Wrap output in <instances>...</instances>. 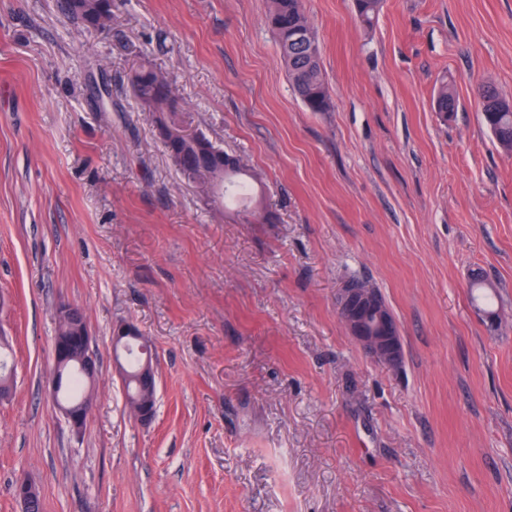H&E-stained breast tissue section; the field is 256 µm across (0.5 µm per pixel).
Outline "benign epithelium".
<instances>
[{
	"instance_id": "benign-epithelium-1",
	"label": "benign epithelium",
	"mask_w": 512,
	"mask_h": 512,
	"mask_svg": "<svg viewBox=\"0 0 512 512\" xmlns=\"http://www.w3.org/2000/svg\"><path fill=\"white\" fill-rule=\"evenodd\" d=\"M337 309L340 319L352 337L376 360L398 367L403 361V345L399 325L386 305L368 288H358L349 282L339 289ZM56 315L65 323L68 332L56 336L53 343L54 378L52 392H57L63 371L73 361L77 362L86 377L95 378L97 367L90 353V333L83 311L71 304L60 306ZM140 386L147 392H156L154 367L144 361L140 372ZM92 403L84 401L75 405L61 406L71 427L83 428ZM16 497L20 500L22 512H42L38 490L22 480L16 484Z\"/></svg>"
}]
</instances>
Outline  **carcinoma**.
<instances>
[{
    "label": "carcinoma",
    "instance_id": "cac0c4a2",
    "mask_svg": "<svg viewBox=\"0 0 512 512\" xmlns=\"http://www.w3.org/2000/svg\"><path fill=\"white\" fill-rule=\"evenodd\" d=\"M112 0H60V9L67 18L85 29L110 32ZM361 22L369 26L380 11L382 0H355ZM266 21L275 36L289 82L304 106L310 112H328L332 101L322 68L321 52L314 27L310 24L305 0H267ZM132 92L141 108L156 114L158 125L178 119L174 112L178 105L172 83L165 73L151 66H142L130 77ZM483 104V121L499 145L512 151V102L501 97L496 88L481 83L475 87ZM436 110L443 116L457 109V99L448 87H442L435 100ZM206 142L210 156L203 160V167L211 173L208 179L212 197H224V182L247 174L246 166L238 157L224 152L202 133L180 143L177 152L196 155L200 142ZM127 374L124 387L127 400L142 395L137 383V372L142 365L138 345L126 344L123 349ZM86 378L73 368L63 378L57 399L63 403H77L83 399Z\"/></svg>",
    "mask_w": 512,
    "mask_h": 512
}]
</instances>
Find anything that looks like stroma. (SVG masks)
Returning a JSON list of instances; mask_svg holds the SVG:
<instances>
[{
	"mask_svg": "<svg viewBox=\"0 0 512 512\" xmlns=\"http://www.w3.org/2000/svg\"><path fill=\"white\" fill-rule=\"evenodd\" d=\"M266 10L112 0L105 34L0 0V512L22 479L42 512H512V152L475 95L512 99V0H384L369 29L354 0H306L328 112L294 93ZM142 65L260 174L273 223L205 204L130 92ZM351 278L393 312L399 369L341 322ZM64 303L98 368L78 432L51 396ZM118 322L153 349L145 425Z\"/></svg>",
	"mask_w": 512,
	"mask_h": 512,
	"instance_id": "obj_1",
	"label": "stroma"
}]
</instances>
